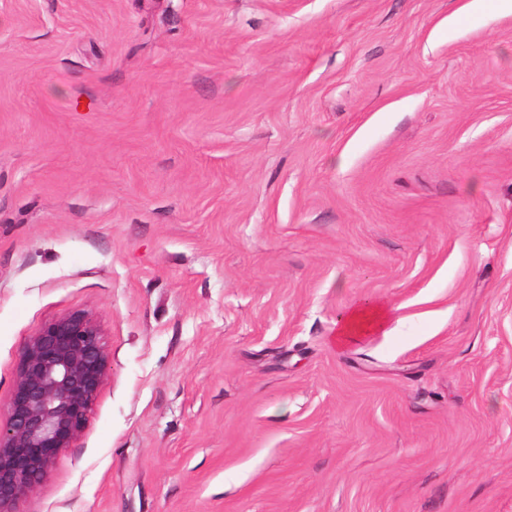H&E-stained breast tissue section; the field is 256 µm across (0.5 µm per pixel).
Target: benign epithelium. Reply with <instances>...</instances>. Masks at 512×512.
Returning <instances> with one entry per match:
<instances>
[{
  "mask_svg": "<svg viewBox=\"0 0 512 512\" xmlns=\"http://www.w3.org/2000/svg\"><path fill=\"white\" fill-rule=\"evenodd\" d=\"M109 353L90 310L61 314L20 350L0 420V512L35 494L55 454L82 432L107 378Z\"/></svg>",
  "mask_w": 512,
  "mask_h": 512,
  "instance_id": "7a95c632",
  "label": "benign epithelium"
}]
</instances>
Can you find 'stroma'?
I'll return each mask as SVG.
<instances>
[{
  "mask_svg": "<svg viewBox=\"0 0 512 512\" xmlns=\"http://www.w3.org/2000/svg\"><path fill=\"white\" fill-rule=\"evenodd\" d=\"M463 2L0 0V417L51 319L110 355L17 512H512V15ZM390 319L391 311L385 305L371 302L357 304L339 319L333 343L337 349H344L369 335L385 334Z\"/></svg>",
  "mask_w": 512,
  "mask_h": 512,
  "instance_id": "obj_1",
  "label": "stroma"
}]
</instances>
